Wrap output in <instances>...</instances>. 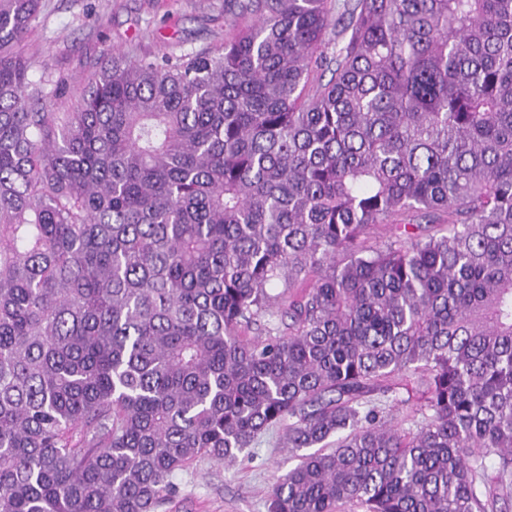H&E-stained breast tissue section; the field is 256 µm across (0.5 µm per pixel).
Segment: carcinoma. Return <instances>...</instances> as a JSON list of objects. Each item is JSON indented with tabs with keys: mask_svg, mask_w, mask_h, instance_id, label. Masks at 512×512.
<instances>
[{
	"mask_svg": "<svg viewBox=\"0 0 512 512\" xmlns=\"http://www.w3.org/2000/svg\"><path fill=\"white\" fill-rule=\"evenodd\" d=\"M240 6L46 112L0 0V512H156L275 430L268 512H505L512 0Z\"/></svg>",
	"mask_w": 512,
	"mask_h": 512,
	"instance_id": "obj_1",
	"label": "carcinoma"
}]
</instances>
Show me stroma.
Instances as JSON below:
<instances>
[{
  "label": "stroma",
  "mask_w": 512,
  "mask_h": 512,
  "mask_svg": "<svg viewBox=\"0 0 512 512\" xmlns=\"http://www.w3.org/2000/svg\"><path fill=\"white\" fill-rule=\"evenodd\" d=\"M238 0H39L21 50L47 111L72 112L108 61L223 49L236 25L251 24ZM295 464L278 434L264 436L229 466L189 464L157 512H267L273 483Z\"/></svg>",
  "instance_id": "obj_1"
}]
</instances>
